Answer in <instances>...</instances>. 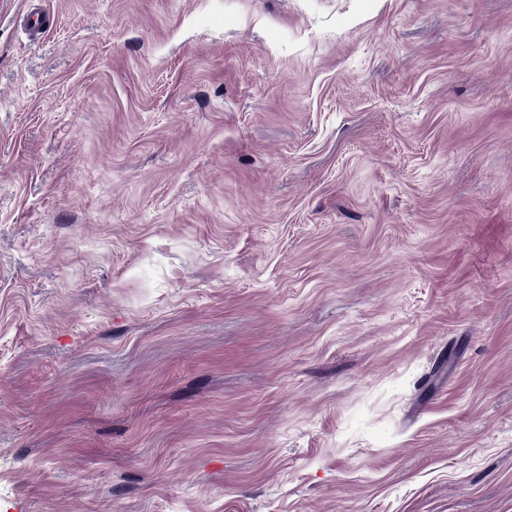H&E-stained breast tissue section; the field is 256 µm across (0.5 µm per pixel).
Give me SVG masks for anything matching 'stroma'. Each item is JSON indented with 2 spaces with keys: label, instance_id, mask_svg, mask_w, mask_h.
<instances>
[{
  "label": "stroma",
  "instance_id": "1",
  "mask_svg": "<svg viewBox=\"0 0 512 512\" xmlns=\"http://www.w3.org/2000/svg\"><path fill=\"white\" fill-rule=\"evenodd\" d=\"M0 0V512H512V0Z\"/></svg>",
  "mask_w": 512,
  "mask_h": 512
}]
</instances>
